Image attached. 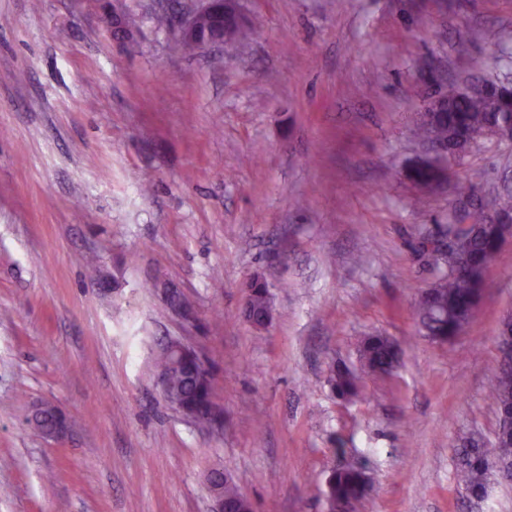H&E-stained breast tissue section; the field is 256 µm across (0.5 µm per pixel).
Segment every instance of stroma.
Instances as JSON below:
<instances>
[{"label": "stroma", "instance_id": "35a3bbf8", "mask_svg": "<svg viewBox=\"0 0 512 512\" xmlns=\"http://www.w3.org/2000/svg\"><path fill=\"white\" fill-rule=\"evenodd\" d=\"M199 6L0 0V512H209L214 469L256 512H326L350 463L360 512H512V481L476 500L455 477L462 440L499 427L512 240L461 332L416 317L440 272L423 235L460 190L491 199L512 143L482 139L434 191L410 176L432 89L512 80V0H243L242 47L188 56ZM255 274L262 330L242 315ZM371 334L398 364L342 401L330 370ZM171 339L209 367L221 429L165 399ZM42 404L61 438L29 425ZM270 297L267 284L258 276L252 277L245 288L243 315L249 319L270 311ZM488 398L499 414L503 411L512 413V374L506 372L494 375L488 390ZM30 423L34 426L36 430L39 432L44 431L49 427L52 423H60L63 421H67L66 415L60 410L53 408H45L39 411H36L31 418L29 419ZM69 422L67 421L65 424H58L52 430L41 433L45 438L48 439H56L66 433L69 429ZM362 485L363 493L367 494L370 487V478L367 474L364 482L363 471L354 466L334 471L328 478L331 497L337 503L349 505L351 508L349 512L358 511V506L364 498L361 490Z\"/></svg>", "mask_w": 512, "mask_h": 512}]
</instances>
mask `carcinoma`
Returning <instances> with one entry per match:
<instances>
[{
  "mask_svg": "<svg viewBox=\"0 0 512 512\" xmlns=\"http://www.w3.org/2000/svg\"><path fill=\"white\" fill-rule=\"evenodd\" d=\"M501 106L496 101L462 94L454 87L448 88V112L433 121L422 119L418 135L428 141H446L448 133L466 137L481 132L494 118ZM500 227L496 223L481 224L468 249L450 251L441 255L440 263L447 274L438 277L431 285L432 294L421 293L417 311L425 336L432 340L456 335L472 318L483 284L487 267L497 253ZM267 284L258 276L252 277L245 288L243 315L259 316L270 310ZM359 369L337 367L332 370L329 383L336 395L350 400L358 394L361 377H377L392 371L397 363L398 346L388 336L370 335L359 344ZM159 373L166 376V396L197 424L207 426L211 422V373L202 370L193 355H178L162 349L157 361ZM488 398L497 412H512V374L506 372L494 376L488 390ZM67 420L66 415L53 408L35 412L30 423L40 432L52 423ZM512 459V437H500L487 449L475 440L468 441L459 451L456 477L471 492L486 489L490 472L489 455ZM213 490L236 505L237 512H253L251 501L232 483L208 478ZM363 471L350 466L333 472L328 478L331 497L337 503L350 506V512H358L363 500L361 486Z\"/></svg>",
  "mask_w": 512,
  "mask_h": 512,
  "instance_id": "obj_1",
  "label": "carcinoma"
}]
</instances>
